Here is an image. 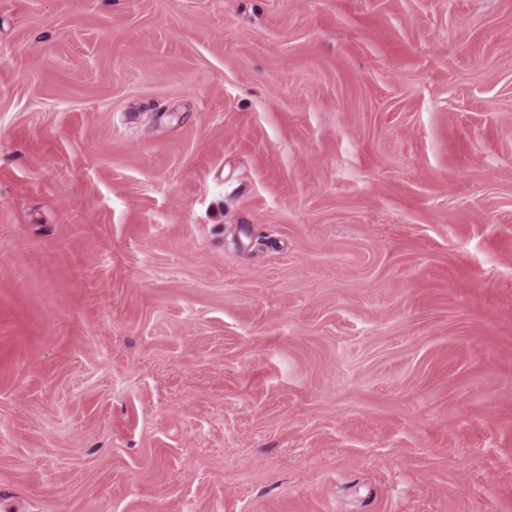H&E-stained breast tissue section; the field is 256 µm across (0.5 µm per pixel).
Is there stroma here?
I'll return each instance as SVG.
<instances>
[{
	"instance_id": "stroma-1",
	"label": "stroma",
	"mask_w": 512,
	"mask_h": 512,
	"mask_svg": "<svg viewBox=\"0 0 512 512\" xmlns=\"http://www.w3.org/2000/svg\"><path fill=\"white\" fill-rule=\"evenodd\" d=\"M0 512H512V0H0Z\"/></svg>"
}]
</instances>
